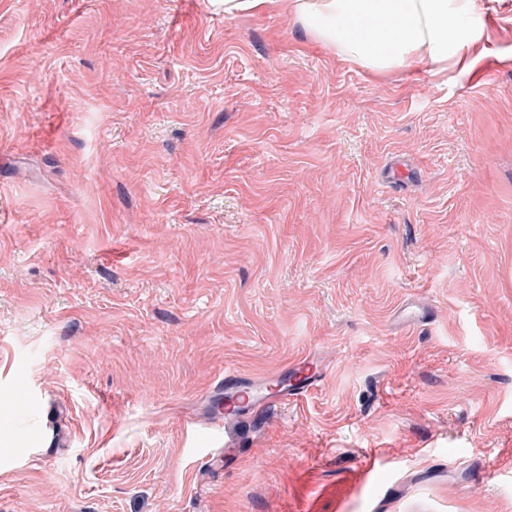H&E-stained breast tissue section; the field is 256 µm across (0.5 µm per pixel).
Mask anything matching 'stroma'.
I'll return each instance as SVG.
<instances>
[{"mask_svg":"<svg viewBox=\"0 0 512 512\" xmlns=\"http://www.w3.org/2000/svg\"><path fill=\"white\" fill-rule=\"evenodd\" d=\"M483 22L470 66L378 77L273 9L0 0V512H512V19ZM308 356L316 390L200 463L225 366Z\"/></svg>","mask_w":512,"mask_h":512,"instance_id":"1","label":"stroma"}]
</instances>
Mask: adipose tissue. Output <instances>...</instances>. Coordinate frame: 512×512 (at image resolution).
Returning <instances> with one entry per match:
<instances>
[{"label": "adipose tissue", "instance_id": "ef3b65f1", "mask_svg": "<svg viewBox=\"0 0 512 512\" xmlns=\"http://www.w3.org/2000/svg\"><path fill=\"white\" fill-rule=\"evenodd\" d=\"M231 17L288 7L294 23L346 63L380 74L419 60L463 64L481 37L473 21L491 0H208Z\"/></svg>", "mask_w": 512, "mask_h": 512}]
</instances>
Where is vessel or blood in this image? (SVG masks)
<instances>
[{"mask_svg":"<svg viewBox=\"0 0 512 512\" xmlns=\"http://www.w3.org/2000/svg\"><path fill=\"white\" fill-rule=\"evenodd\" d=\"M322 380L323 369L311 358L259 377L228 366L210 385L199 414L189 417L187 424L193 429L202 425L223 433L225 447L236 450L241 445L242 431L252 418L316 389Z\"/></svg>","mask_w":512,"mask_h":512,"instance_id":"obj_1","label":"vessel or blood"}]
</instances>
